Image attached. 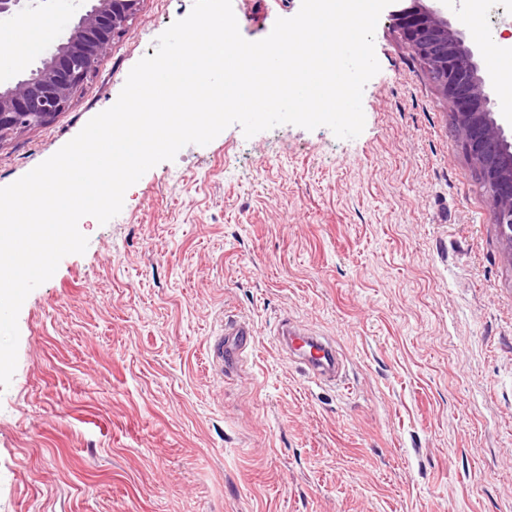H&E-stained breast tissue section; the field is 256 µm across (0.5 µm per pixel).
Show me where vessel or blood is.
<instances>
[{
	"label": "vessel or blood",
	"instance_id": "obj_1",
	"mask_svg": "<svg viewBox=\"0 0 512 512\" xmlns=\"http://www.w3.org/2000/svg\"><path fill=\"white\" fill-rule=\"evenodd\" d=\"M256 336V328L249 319L225 320L221 333L210 341V355L218 365L237 368L247 356ZM277 336L286 342L289 350L300 352L299 362L309 375L319 380H335L337 360L330 339L299 328L288 320L280 323Z\"/></svg>",
	"mask_w": 512,
	"mask_h": 512
}]
</instances>
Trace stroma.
<instances>
[{
  "instance_id": "obj_1",
  "label": "stroma",
  "mask_w": 512,
  "mask_h": 512,
  "mask_svg": "<svg viewBox=\"0 0 512 512\" xmlns=\"http://www.w3.org/2000/svg\"><path fill=\"white\" fill-rule=\"evenodd\" d=\"M194 0H143L70 106L0 145V187L117 100ZM265 38L301 0H232ZM0 17V84L38 66ZM363 132L240 125L83 217L18 315L0 391V512H512V260L448 104L389 11ZM258 332L242 372L207 357L224 318ZM329 337L338 382L281 351Z\"/></svg>"
}]
</instances>
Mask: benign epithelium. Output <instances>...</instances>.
I'll list each match as a JSON object with an SVG mask.
<instances>
[{"instance_id":"1","label":"benign epithelium","mask_w":512,"mask_h":512,"mask_svg":"<svg viewBox=\"0 0 512 512\" xmlns=\"http://www.w3.org/2000/svg\"><path fill=\"white\" fill-rule=\"evenodd\" d=\"M142 0H89L67 39L23 79L0 87V143L48 122L76 91L140 10ZM443 2L412 0L392 14L412 52L448 103L457 141L479 174L500 239L512 258V106L492 98L494 79L477 46L453 28Z\"/></svg>"}]
</instances>
